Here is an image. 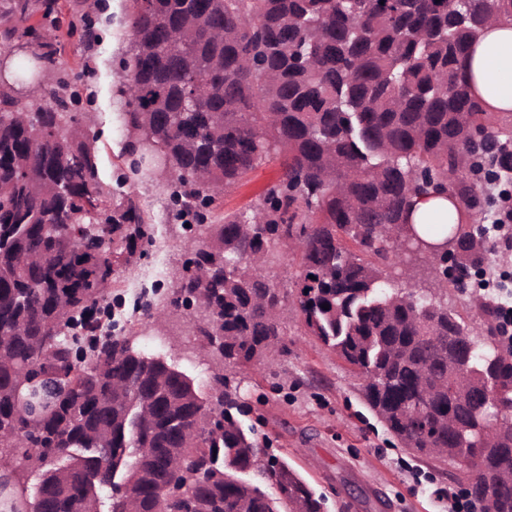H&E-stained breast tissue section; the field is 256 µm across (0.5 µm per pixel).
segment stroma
<instances>
[{
	"label": "stroma",
	"instance_id": "obj_1",
	"mask_svg": "<svg viewBox=\"0 0 512 512\" xmlns=\"http://www.w3.org/2000/svg\"><path fill=\"white\" fill-rule=\"evenodd\" d=\"M90 0H55L62 59L77 98L81 127L97 138L99 174L106 196L138 197L155 227V240L144 258L119 268L104 290L105 313L123 327L133 346L160 354L207 386L223 372L222 361L208 354L188 322L194 312L180 309L165 319L148 316L147 306L169 305L176 292L188 235L173 218L168 176L142 165L133 170L125 151L126 133L119 121L125 109L119 91L129 57L132 0H112L105 16L95 14ZM98 40L83 41L85 26ZM280 173L278 162L258 168L248 181L225 191L216 213L248 211ZM300 256L281 245L269 273L287 289L283 312L288 351L268 364L239 370V398L244 421L255 430L268 453L289 463L319 492L330 512H448L445 490H460L461 470L410 457L373 416H361L359 380L350 366L307 336L297 304Z\"/></svg>",
	"mask_w": 512,
	"mask_h": 512
}]
</instances>
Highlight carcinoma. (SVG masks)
<instances>
[{
	"label": "carcinoma",
	"mask_w": 512,
	"mask_h": 512,
	"mask_svg": "<svg viewBox=\"0 0 512 512\" xmlns=\"http://www.w3.org/2000/svg\"><path fill=\"white\" fill-rule=\"evenodd\" d=\"M37 2L10 0L0 28V45L39 47L0 77V448L41 470L14 494L29 512H328L287 460L261 462L228 376L204 391L119 334L74 361L77 338L64 329L95 333L112 254L133 252L152 225L135 197L105 200L66 70L38 97L19 93L59 54L44 23L53 5ZM494 20H512V0H133L120 119L127 153L170 162L173 217L198 236L203 280L176 287L204 295L196 329L207 352L233 371L283 344L288 292L266 270L282 235L301 228L307 334L355 370L362 405L405 451L464 467L483 512H512V492L498 491L501 472L512 476V431L491 436L497 415L512 413V345L496 301L477 302L480 336L448 309V287H465L484 243L451 217L427 224L438 242L409 221L431 192L479 205L474 157L494 181L512 173V151L460 73ZM38 130L58 151L35 146ZM273 160L282 174L251 212L201 222L208 192ZM450 240L461 276L448 280L446 257L431 255L432 287H396L405 259ZM33 366L78 375L31 425ZM487 388L492 400L473 396ZM203 407L224 426L188 441ZM171 483L185 490L167 499Z\"/></svg>",
	"instance_id": "1"
}]
</instances>
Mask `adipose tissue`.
<instances>
[{
  "instance_id": "ef3b65f1",
  "label": "adipose tissue",
  "mask_w": 512,
  "mask_h": 512,
  "mask_svg": "<svg viewBox=\"0 0 512 512\" xmlns=\"http://www.w3.org/2000/svg\"><path fill=\"white\" fill-rule=\"evenodd\" d=\"M473 96L490 112H512V21L491 22L462 65Z\"/></svg>"
}]
</instances>
